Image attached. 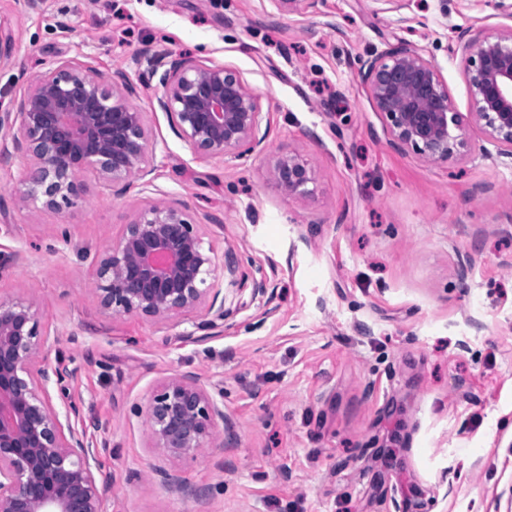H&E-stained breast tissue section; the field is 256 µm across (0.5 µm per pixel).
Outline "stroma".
Instances as JSON below:
<instances>
[{
    "mask_svg": "<svg viewBox=\"0 0 512 512\" xmlns=\"http://www.w3.org/2000/svg\"><path fill=\"white\" fill-rule=\"evenodd\" d=\"M497 0H0V113L55 58L124 71L157 142L156 198L186 205L218 256L228 315L209 339L191 322L100 309L96 261L144 202L80 174L64 214L15 206L27 169L0 162V300L30 303L54 353L79 371L70 400L107 426L106 512H507L512 506V159L477 124L470 152L430 163L393 143L361 81L385 42L439 69L473 110L457 33L512 25ZM164 49L240 71L260 95V154L201 161L156 105L147 54ZM310 161L314 193L272 181L278 157ZM267 292L253 297L255 280ZM195 372L224 399V444L195 460L154 448L145 408ZM164 472L204 492L194 502Z\"/></svg>",
    "mask_w": 512,
    "mask_h": 512,
    "instance_id": "stroma-1",
    "label": "stroma"
}]
</instances>
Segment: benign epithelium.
<instances>
[{"label": "benign epithelium", "mask_w": 512, "mask_h": 512, "mask_svg": "<svg viewBox=\"0 0 512 512\" xmlns=\"http://www.w3.org/2000/svg\"><path fill=\"white\" fill-rule=\"evenodd\" d=\"M281 12L306 14L322 0H269ZM472 90L476 124L512 158V27L495 36L458 34ZM151 75L159 76L157 98L177 136L199 160L243 159L263 142L261 97L242 73L155 51ZM360 76L394 144L427 162L446 161L470 149L466 123L448 96L438 67L404 42L376 52ZM135 88L122 71L107 81L76 59H56L19 101L0 115V130L13 150L29 161L14 193L19 207L31 203L63 214L87 192L78 174L93 170L117 194L133 185L148 194L136 219L100 256L94 292L112 316L137 315L154 321L188 319L200 310L184 337L202 342L224 320L223 285L215 277L216 256L205 248L186 206L150 197L156 144L145 113L131 104ZM287 196H309V160L288 155L272 171ZM202 335H196V332ZM40 315L22 301L0 300V512H105L109 483L98 463L99 444L88 428L100 421L69 403L58 408L51 391L64 392L73 371L51 358ZM81 421L77 426L72 419ZM153 446L165 454L195 460L220 440L224 404L195 374L163 382L146 410Z\"/></svg>", "instance_id": "obj_1"}]
</instances>
